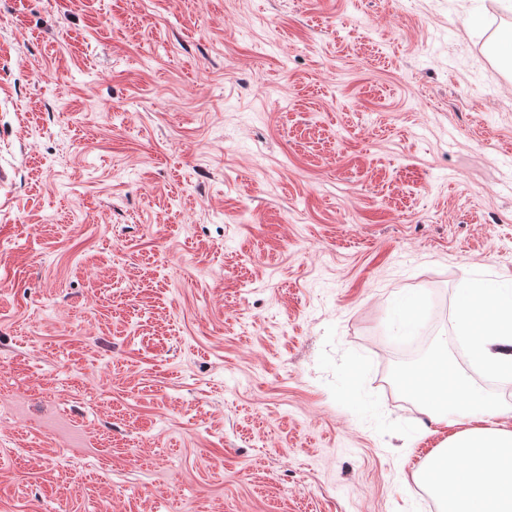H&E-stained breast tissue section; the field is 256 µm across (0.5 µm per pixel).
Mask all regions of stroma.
<instances>
[{"mask_svg":"<svg viewBox=\"0 0 512 512\" xmlns=\"http://www.w3.org/2000/svg\"><path fill=\"white\" fill-rule=\"evenodd\" d=\"M512 0H0V512H424L404 316L512 289Z\"/></svg>","mask_w":512,"mask_h":512,"instance_id":"35a3bbf8","label":"stroma"}]
</instances>
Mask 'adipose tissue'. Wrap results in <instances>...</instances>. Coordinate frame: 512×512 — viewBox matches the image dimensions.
Returning a JSON list of instances; mask_svg holds the SVG:
<instances>
[{"instance_id": "obj_1", "label": "adipose tissue", "mask_w": 512, "mask_h": 512, "mask_svg": "<svg viewBox=\"0 0 512 512\" xmlns=\"http://www.w3.org/2000/svg\"><path fill=\"white\" fill-rule=\"evenodd\" d=\"M454 320L483 370L512 368V292L466 285ZM414 389L439 437L414 476L436 495L441 512H512V426L501 421L506 407L444 363L420 373Z\"/></svg>"}]
</instances>
